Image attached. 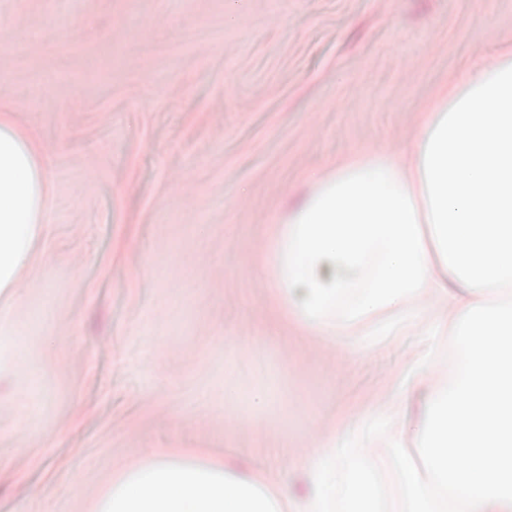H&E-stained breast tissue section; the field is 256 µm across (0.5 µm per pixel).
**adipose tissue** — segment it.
Listing matches in <instances>:
<instances>
[{
    "instance_id": "adipose-tissue-1",
    "label": "adipose tissue",
    "mask_w": 512,
    "mask_h": 512,
    "mask_svg": "<svg viewBox=\"0 0 512 512\" xmlns=\"http://www.w3.org/2000/svg\"><path fill=\"white\" fill-rule=\"evenodd\" d=\"M52 182L36 137L0 115V299L32 263ZM282 476L223 460L155 452L112 476L94 512H286Z\"/></svg>"
}]
</instances>
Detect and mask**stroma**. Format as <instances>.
<instances>
[{"instance_id": "35a3bbf8", "label": "stroma", "mask_w": 512, "mask_h": 512, "mask_svg": "<svg viewBox=\"0 0 512 512\" xmlns=\"http://www.w3.org/2000/svg\"><path fill=\"white\" fill-rule=\"evenodd\" d=\"M511 43L512 0H0V113L53 186L0 308V512H91L161 449L300 495L305 461L400 394L418 336L287 313L274 229Z\"/></svg>"}]
</instances>
